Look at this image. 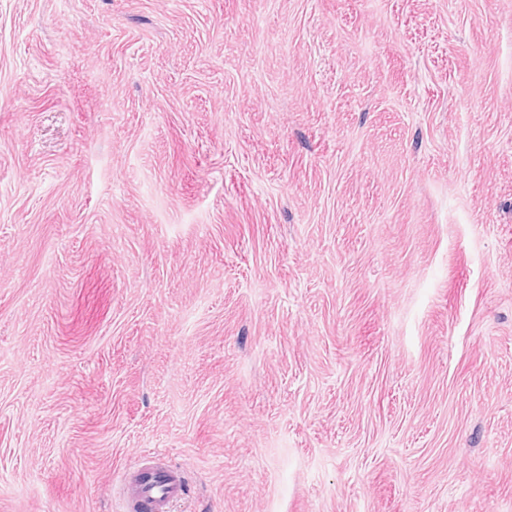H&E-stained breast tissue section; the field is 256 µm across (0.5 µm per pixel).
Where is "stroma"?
Instances as JSON below:
<instances>
[{
    "instance_id": "obj_1",
    "label": "stroma",
    "mask_w": 512,
    "mask_h": 512,
    "mask_svg": "<svg viewBox=\"0 0 512 512\" xmlns=\"http://www.w3.org/2000/svg\"><path fill=\"white\" fill-rule=\"evenodd\" d=\"M512 512V0H0V512ZM157 464L146 462L123 473L122 481L127 490L126 507L134 508L133 493L138 504L148 512H168L170 504L184 494V485L173 466L155 468Z\"/></svg>"
}]
</instances>
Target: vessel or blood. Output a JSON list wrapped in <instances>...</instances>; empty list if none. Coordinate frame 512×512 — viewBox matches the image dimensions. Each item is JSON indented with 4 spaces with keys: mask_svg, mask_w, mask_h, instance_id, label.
Segmentation results:
<instances>
[{
    "mask_svg": "<svg viewBox=\"0 0 512 512\" xmlns=\"http://www.w3.org/2000/svg\"><path fill=\"white\" fill-rule=\"evenodd\" d=\"M122 481L147 512H168L170 504L184 493L181 477L172 466L159 469L147 462L124 472Z\"/></svg>",
    "mask_w": 512,
    "mask_h": 512,
    "instance_id": "b4317fda",
    "label": "vessel or blood"
}]
</instances>
